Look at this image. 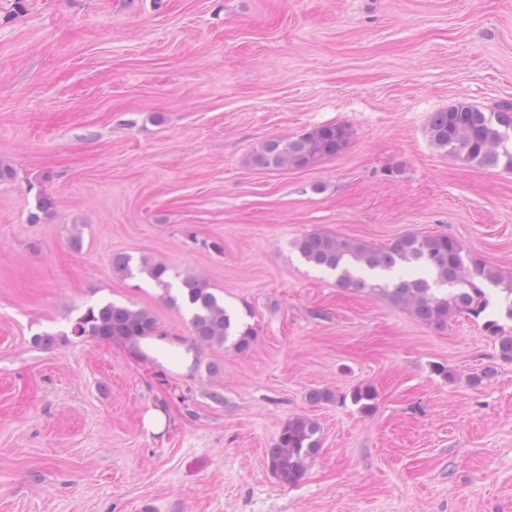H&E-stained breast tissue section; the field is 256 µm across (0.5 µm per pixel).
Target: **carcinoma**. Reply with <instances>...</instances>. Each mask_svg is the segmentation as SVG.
Masks as SVG:
<instances>
[{"mask_svg":"<svg viewBox=\"0 0 512 512\" xmlns=\"http://www.w3.org/2000/svg\"><path fill=\"white\" fill-rule=\"evenodd\" d=\"M427 134L431 144L466 164L512 170V103L490 111L465 101L431 116ZM349 140L346 126L322 125L292 137L265 141L255 155L263 168H306L342 152ZM310 265L336 275V286L374 294L392 306L408 310L420 322L435 328L448 318L465 314L481 318L492 305L493 294L509 303L512 317V280L496 267L469 255L463 244L448 234H407L384 249L339 240L320 232L301 235L293 243ZM112 271L122 279L144 276L163 291L171 303H181L189 314L193 340L206 346L229 347L239 354L250 351L256 327L237 318L224 298L197 276L172 273L165 263L120 253L112 258ZM497 338L498 355L512 361V334L494 320L484 322ZM157 321L145 308L108 301L88 306L71 325L70 333L42 332L34 344L53 347L69 337L117 340L137 345L157 335ZM377 398L370 385L351 392V401L363 413L375 408ZM321 448L319 424L296 416L284 425L267 451V466L275 479L294 486L304 478Z\"/></svg>","mask_w":512,"mask_h":512,"instance_id":"1","label":"carcinoma"}]
</instances>
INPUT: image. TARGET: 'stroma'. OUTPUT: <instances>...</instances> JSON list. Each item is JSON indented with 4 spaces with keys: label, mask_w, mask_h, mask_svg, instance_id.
<instances>
[{
    "label": "stroma",
    "mask_w": 512,
    "mask_h": 512,
    "mask_svg": "<svg viewBox=\"0 0 512 512\" xmlns=\"http://www.w3.org/2000/svg\"><path fill=\"white\" fill-rule=\"evenodd\" d=\"M459 101L512 102V0H28L0 19V512H512V362L483 322L434 329L292 246L446 233L512 277V171L427 137ZM334 123L348 145L316 166L252 161ZM119 253L251 308L253 348L191 366L36 346L102 300L193 345L159 288L113 274ZM298 415L321 450L282 485L266 451Z\"/></svg>",
    "instance_id": "1"
}]
</instances>
